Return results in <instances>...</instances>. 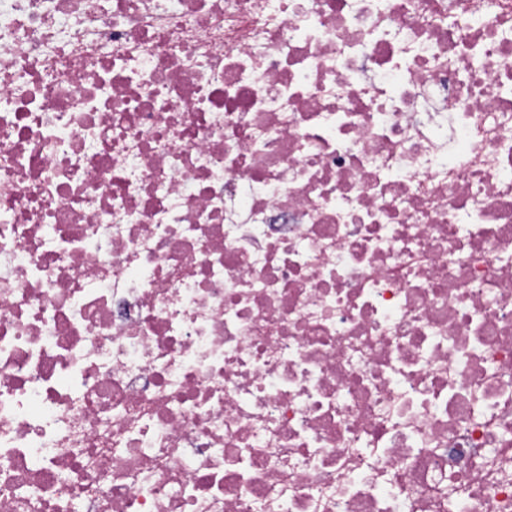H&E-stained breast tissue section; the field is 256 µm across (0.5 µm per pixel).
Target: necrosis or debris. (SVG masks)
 I'll use <instances>...</instances> for the list:
<instances>
[{"label":"necrosis or debris","mask_w":512,"mask_h":512,"mask_svg":"<svg viewBox=\"0 0 512 512\" xmlns=\"http://www.w3.org/2000/svg\"><path fill=\"white\" fill-rule=\"evenodd\" d=\"M0 512H512V0H0Z\"/></svg>","instance_id":"1"}]
</instances>
